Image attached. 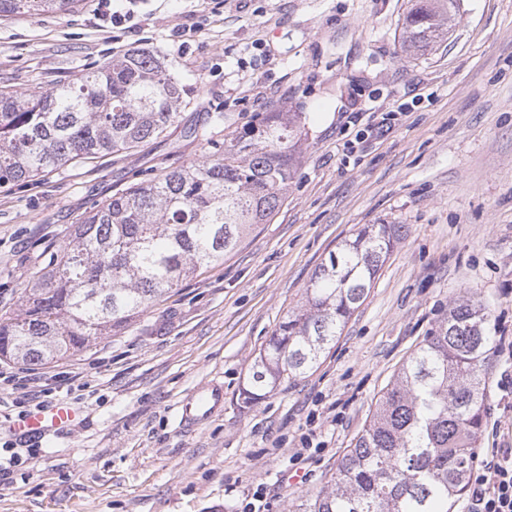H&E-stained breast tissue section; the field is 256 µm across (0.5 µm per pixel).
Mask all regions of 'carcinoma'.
Instances as JSON below:
<instances>
[{
  "label": "carcinoma",
  "instance_id": "1",
  "mask_svg": "<svg viewBox=\"0 0 512 512\" xmlns=\"http://www.w3.org/2000/svg\"><path fill=\"white\" fill-rule=\"evenodd\" d=\"M74 0H0V17L63 15ZM457 0H413L404 53L448 38ZM194 87L163 57L134 49L50 90L0 87V188L77 158L132 151L165 135ZM303 136L297 112H263L198 159L127 185L73 225L63 246L0 316V359L46 365L142 315L165 292L221 261L288 195ZM401 224H369L329 253L304 304L255 357L250 403L305 375L365 301ZM490 314L471 299L448 312L379 397L330 486L295 512H449L467 489L483 423Z\"/></svg>",
  "mask_w": 512,
  "mask_h": 512
}]
</instances>
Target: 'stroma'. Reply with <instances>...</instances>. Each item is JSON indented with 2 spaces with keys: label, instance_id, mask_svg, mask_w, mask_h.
Masks as SVG:
<instances>
[{
  "label": "stroma",
  "instance_id": "35a3bbf8",
  "mask_svg": "<svg viewBox=\"0 0 512 512\" xmlns=\"http://www.w3.org/2000/svg\"><path fill=\"white\" fill-rule=\"evenodd\" d=\"M448 40L401 50L408 0H98L0 17V86L52 88L135 48L196 84L165 137L0 189V315L47 245L146 174L199 158L258 107L298 112L288 197L224 260L130 325L47 366L0 360V458L12 422L64 401L80 422L0 472V512H289L329 485L381 390L453 300L512 340V0H459ZM366 224L403 233L365 302L306 375L251 405L260 350L330 251ZM224 411L182 430L176 403L211 376ZM478 455L512 448V352L485 371Z\"/></svg>",
  "mask_w": 512,
  "mask_h": 512
}]
</instances>
